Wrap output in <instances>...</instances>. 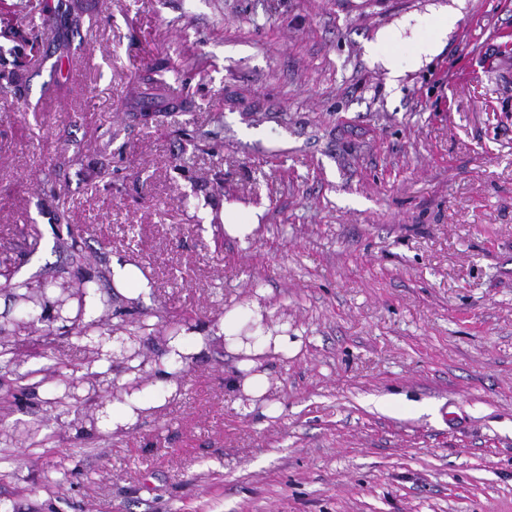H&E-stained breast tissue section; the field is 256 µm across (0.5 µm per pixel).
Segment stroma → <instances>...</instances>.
<instances>
[{
    "instance_id": "stroma-1",
    "label": "stroma",
    "mask_w": 512,
    "mask_h": 512,
    "mask_svg": "<svg viewBox=\"0 0 512 512\" xmlns=\"http://www.w3.org/2000/svg\"><path fill=\"white\" fill-rule=\"evenodd\" d=\"M0 84V274L74 311L122 256L152 292L106 323L205 339L171 391L167 334L97 359L0 277L11 512H512V0H0ZM254 302L301 344L252 404L212 332ZM454 23V16L448 13V9L446 11H442L434 25V34L433 37L422 43H419L416 48V56L419 60L422 57H428L433 55L438 48L443 44V40L448 36V28L452 27ZM221 216L224 221V232L236 238L242 245H246L253 235L254 230L259 226L261 213L257 210L242 215L238 205H227L224 203ZM124 398L127 404H123L121 410L112 415V427L116 430L134 421L140 411L151 410L160 404L156 394H148L140 390L130 391Z\"/></svg>"
}]
</instances>
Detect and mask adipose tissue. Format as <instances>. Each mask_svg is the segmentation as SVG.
Returning <instances> with one entry per match:
<instances>
[{"label":"adipose tissue","mask_w":512,"mask_h":512,"mask_svg":"<svg viewBox=\"0 0 512 512\" xmlns=\"http://www.w3.org/2000/svg\"><path fill=\"white\" fill-rule=\"evenodd\" d=\"M216 333L223 336L225 347L240 357L238 369L244 374L241 382L244 394L254 399L262 397L267 391L268 381L266 374L259 371L261 358L270 352L287 353L291 345L289 336L259 332L241 335L235 316L231 313L225 316L223 325L217 328Z\"/></svg>","instance_id":"adipose-tissue-1"}]
</instances>
